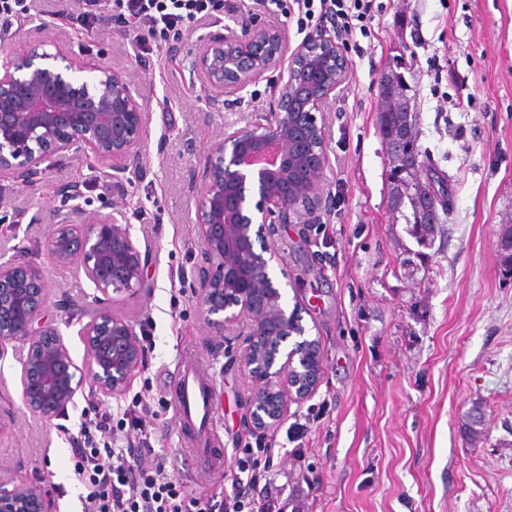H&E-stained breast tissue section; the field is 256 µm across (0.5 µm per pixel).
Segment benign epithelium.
I'll list each match as a JSON object with an SVG mask.
<instances>
[{"mask_svg": "<svg viewBox=\"0 0 512 512\" xmlns=\"http://www.w3.org/2000/svg\"><path fill=\"white\" fill-rule=\"evenodd\" d=\"M269 71L277 73V111L210 144L192 187L204 266L191 288L211 335H224L230 321H250L242 364L251 381L250 418L262 430L276 427L289 403L316 393L323 365L318 340L305 338L297 310H288L268 272L277 253L268 248L266 260L255 244L265 243L270 225L319 209L326 130L317 113L346 80L347 63L335 37L323 30L292 49L283 29L251 22L239 33L226 26L197 45L193 76L213 106L229 104L227 97ZM403 109L408 105L399 87L381 98L380 113ZM145 128L144 99L123 72L88 67L62 47L49 51L42 43L0 52V180L26 182L72 154L101 167L136 170ZM413 153L411 145L399 151L404 163L388 176L426 186L425 172L411 164ZM254 190L258 200L250 209L247 197ZM47 249L54 263L83 271L107 300L145 287L148 254L110 213L56 225ZM46 299L39 269L19 259L0 264V342L27 345L22 400L50 423L75 406L79 373L104 396L122 394L143 365L144 348L128 321L104 309L83 331L79 366L58 331L39 325ZM294 336L301 340L290 348ZM0 512H47L45 492L0 483Z\"/></svg>", "mask_w": 512, "mask_h": 512, "instance_id": "obj_1", "label": "benign epithelium"}]
</instances>
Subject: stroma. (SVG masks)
<instances>
[{"instance_id":"obj_1","label":"stroma","mask_w":512,"mask_h":512,"mask_svg":"<svg viewBox=\"0 0 512 512\" xmlns=\"http://www.w3.org/2000/svg\"><path fill=\"white\" fill-rule=\"evenodd\" d=\"M282 3L286 12L273 16L253 0H224L218 16L235 29L255 19L282 28L294 46L303 39L298 15L292 0ZM111 27L86 29L59 0H36L34 15L4 41L55 43L128 72L147 112L140 173L112 177L74 156L32 184L0 181V263L20 256L43 272L45 319L75 363L102 304L82 273L49 259L53 221L77 207L89 216L117 208L150 254L145 288L109 303L154 340L122 395L99 396L82 383L67 417L44 422L21 400L26 345L0 349V481L47 488L50 512H80L70 440L93 407L117 412L150 394L153 448L189 489L208 494L224 490L235 441L254 429L242 365L249 328L232 323L209 335L190 287L203 260L187 186L225 128L268 116L276 75L258 76L235 105L216 110L191 78L208 22L184 24L146 51L121 20ZM340 43L347 78L322 112L319 222L277 224L268 238L280 256L269 273L323 359L316 393L288 404L269 433L272 492L302 512H512V279L498 248L512 232V0H374L365 33ZM398 57L423 159L450 198L426 246L390 209L378 107L382 77ZM187 355L199 358L213 389L218 470L185 449L202 436L175 403ZM475 406L484 413L477 438L466 430ZM295 422L308 430L291 442Z\"/></svg>"}]
</instances>
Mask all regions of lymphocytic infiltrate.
Masks as SVG:
<instances>
[{
    "label": "lymphocytic infiltrate",
    "mask_w": 512,
    "mask_h": 512,
    "mask_svg": "<svg viewBox=\"0 0 512 512\" xmlns=\"http://www.w3.org/2000/svg\"><path fill=\"white\" fill-rule=\"evenodd\" d=\"M305 24L350 33L363 28L371 0H293ZM216 0H113L118 17L148 36L208 14ZM156 416L136 399L121 414L96 413L94 430L71 442L81 512H282L270 491L274 440L257 434L237 439L235 468L224 476L231 490L222 499L189 491L151 445Z\"/></svg>",
    "instance_id": "1"
}]
</instances>
